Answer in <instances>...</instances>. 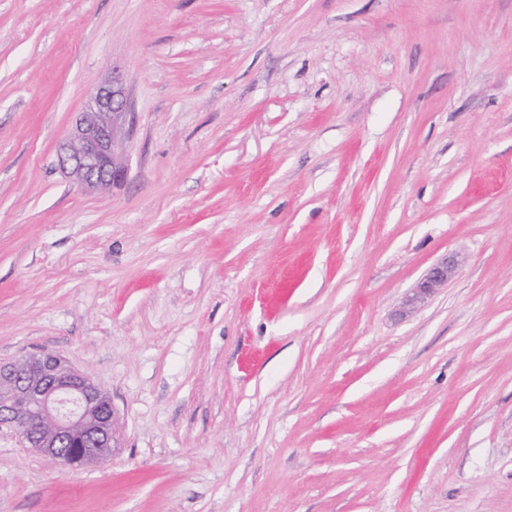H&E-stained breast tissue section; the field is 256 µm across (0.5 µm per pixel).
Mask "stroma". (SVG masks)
<instances>
[{
  "label": "stroma",
  "mask_w": 512,
  "mask_h": 512,
  "mask_svg": "<svg viewBox=\"0 0 512 512\" xmlns=\"http://www.w3.org/2000/svg\"><path fill=\"white\" fill-rule=\"evenodd\" d=\"M39 353L119 446L0 433V512H512V0H0V362ZM127 108L122 79L112 69L111 79L92 87L87 106L58 155L59 167L84 188L107 190L128 178L129 168L118 153L131 121ZM455 269V263L447 259L434 264L412 289V293L405 300V305L414 307L425 303L441 288L448 286V281L454 276Z\"/></svg>",
  "instance_id": "obj_1"
}]
</instances>
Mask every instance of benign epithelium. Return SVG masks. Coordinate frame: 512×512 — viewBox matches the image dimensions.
<instances>
[{
    "label": "benign epithelium",
    "instance_id": "benign-epithelium-1",
    "mask_svg": "<svg viewBox=\"0 0 512 512\" xmlns=\"http://www.w3.org/2000/svg\"><path fill=\"white\" fill-rule=\"evenodd\" d=\"M122 79L92 87L85 110L58 155L59 167L91 191L107 190L128 178L118 145L131 113ZM455 263L434 264L417 282L405 305L426 302L448 286ZM117 415L107 393L89 376L52 353L22 356L0 364V428L9 429L26 448L68 465L102 463L118 447Z\"/></svg>",
    "mask_w": 512,
    "mask_h": 512
}]
</instances>
